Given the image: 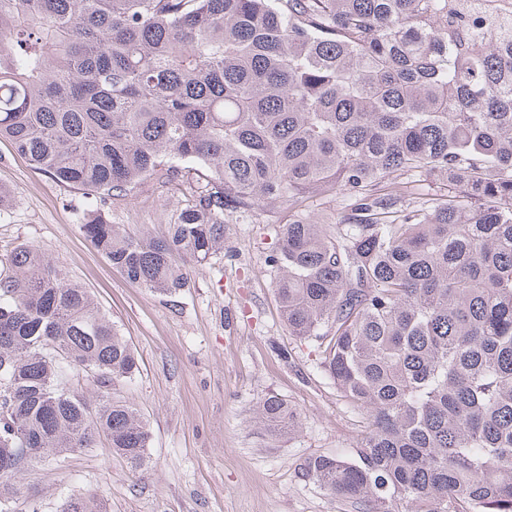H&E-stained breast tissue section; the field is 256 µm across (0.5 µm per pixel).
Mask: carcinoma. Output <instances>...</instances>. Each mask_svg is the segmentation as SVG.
<instances>
[{"label":"carcinoma","mask_w":512,"mask_h":512,"mask_svg":"<svg viewBox=\"0 0 512 512\" xmlns=\"http://www.w3.org/2000/svg\"><path fill=\"white\" fill-rule=\"evenodd\" d=\"M456 2L0 0V139L99 202L80 227L130 281L175 293L226 216L288 211L282 321L366 420L354 459L304 476L361 512H512V20L480 30ZM431 176L448 194L413 192ZM158 187L183 197L161 237L102 209ZM317 194L344 218L309 221ZM135 369L42 250L0 259V512L29 465L102 438L148 464L144 418L112 398ZM255 418L299 428L276 395Z\"/></svg>","instance_id":"carcinoma-1"}]
</instances>
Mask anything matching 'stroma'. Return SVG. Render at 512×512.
Wrapping results in <instances>:
<instances>
[{"label": "stroma", "mask_w": 512, "mask_h": 512, "mask_svg": "<svg viewBox=\"0 0 512 512\" xmlns=\"http://www.w3.org/2000/svg\"><path fill=\"white\" fill-rule=\"evenodd\" d=\"M0 186L12 197L0 211V258L35 245L86 288L138 361L112 396L137 409L153 437L141 470L104 440L61 464H33L15 512H61L68 499L91 497L107 512H354L302 474L310 457L352 456L365 421L321 371L316 342L290 336L280 319L267 256L286 211L266 204L232 214L223 252L187 264V287L170 296L112 267L80 230L93 199L3 139ZM181 206L160 188L104 210L131 235L159 237ZM271 395L296 407L295 434L255 423L256 406Z\"/></svg>", "instance_id": "obj_1"}]
</instances>
